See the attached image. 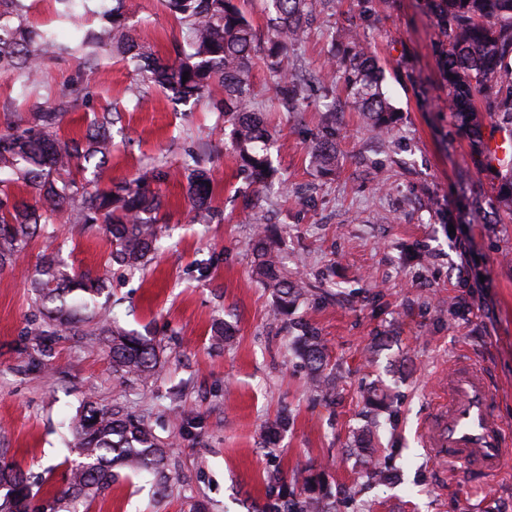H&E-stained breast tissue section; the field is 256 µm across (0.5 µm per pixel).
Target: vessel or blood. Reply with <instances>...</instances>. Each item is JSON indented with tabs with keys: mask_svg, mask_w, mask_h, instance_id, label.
<instances>
[{
	"mask_svg": "<svg viewBox=\"0 0 512 512\" xmlns=\"http://www.w3.org/2000/svg\"><path fill=\"white\" fill-rule=\"evenodd\" d=\"M423 440L449 471L486 482L499 477L507 459L506 430L495 413L486 370L461 356L451 365L433 414L422 424Z\"/></svg>",
	"mask_w": 512,
	"mask_h": 512,
	"instance_id": "vessel-or-blood-1",
	"label": "vessel or blood"
}]
</instances>
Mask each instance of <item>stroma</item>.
<instances>
[{
  "label": "stroma",
  "mask_w": 512,
  "mask_h": 512,
  "mask_svg": "<svg viewBox=\"0 0 512 512\" xmlns=\"http://www.w3.org/2000/svg\"><path fill=\"white\" fill-rule=\"evenodd\" d=\"M139 42L174 62L180 26L161 0H135ZM357 27L382 71L396 111L386 136L351 103L327 68L331 34ZM428 0H331L288 52L308 98L286 112L263 63L254 90L266 104L276 174L267 186L239 172L224 125L206 102L176 104L162 89L135 99L138 77L103 50L99 65L68 56L46 60L53 91L83 78L93 101L75 96L63 128L83 137L95 111L115 108L110 163L97 175L110 187L155 165L179 167L190 151L208 156L210 223L193 221L183 184L162 185L163 250L145 270L112 265L100 226H66L53 244L34 237L0 270V464L21 468L35 503L50 507L64 485L71 452L62 420L84 402L144 416L167 448V482L120 470L112 487L80 503L79 512H264L267 472L302 495L315 480L335 512H512V473L491 485L453 482L420 434L459 355L484 364L495 384L498 418L512 433V222L492 223L496 171L482 168L448 110ZM336 138V166L309 164L325 131ZM275 228L280 255L307 291L298 301L321 337L336 376L323 399L309 370L289 348L292 333L252 275L249 243L259 224ZM68 268L103 279L119 324L156 340L160 366L149 382L112 372L103 352L88 350L80 331L57 339L43 359L26 337L37 309L29 291L46 248ZM234 339L216 346L217 322ZM389 388L385 413L364 397ZM292 422L273 442L263 431L281 411ZM399 471L374 484L372 469Z\"/></svg>",
  "instance_id": "obj_1"
}]
</instances>
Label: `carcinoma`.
Wrapping results in <instances>:
<instances>
[{"instance_id":"obj_1","label":"carcinoma","mask_w":512,"mask_h":512,"mask_svg":"<svg viewBox=\"0 0 512 512\" xmlns=\"http://www.w3.org/2000/svg\"><path fill=\"white\" fill-rule=\"evenodd\" d=\"M56 25L32 28L26 24L28 0H0V78L17 84L39 101L28 127L0 133V269L13 264L27 241L43 234L57 238V225L100 224L112 242L110 259L129 271L147 266L161 246L164 201L159 186L181 178L194 205V221L212 219L210 170L195 152L182 166H155L145 175L116 188L94 181L77 182L76 175L99 171L112 157V125L119 115L110 110L94 117L85 140L65 137L60 127L71 111L68 95L52 94L42 83L46 58L67 54L85 66L98 61L108 47L126 59L139 75L133 91L137 99L154 86L171 92V100L186 103L204 99L211 111L231 127L233 151L240 171L255 185L269 178L266 144L271 133L255 99L253 69L258 49L275 85L276 100L287 112H298L306 99L302 75L288 70V48L298 43L312 20L317 0H265L268 38L265 46L235 0H162L179 21L181 39L177 62L163 63L138 43L129 24L131 0H55ZM442 40L439 56L448 86V110L470 148L482 159V127L490 120L501 132L512 133V0H431ZM188 80H182L184 73ZM343 77L352 103L372 126L392 135L394 109L381 87L373 58L361 47L348 57ZM334 133L329 131L313 147L310 163L319 170L336 165ZM24 187L30 196L18 198L11 188ZM498 203L502 216L512 218V168L501 170ZM253 273L273 296L275 310L288 314L305 292L303 282L288 275L274 242L259 233L251 242ZM29 288L41 318L27 330L29 340L50 356V344L60 332L85 328L86 346L108 351L112 369L123 377L147 380L159 367L152 339L131 333L115 317L99 320L95 310L102 295L100 280L72 272L55 256H43L35 266ZM296 350L311 367V381L329 394L331 382L322 376L326 360L320 336L300 320L293 322ZM71 451L66 486L53 498L77 512L75 505L112 487L116 465L132 473L148 471L166 480V449L143 418L84 404L70 418ZM266 512H331L327 496L288 497L279 474L267 475ZM0 487L7 489L3 512H30L33 497L28 477L10 465H0Z\"/></svg>"}]
</instances>
